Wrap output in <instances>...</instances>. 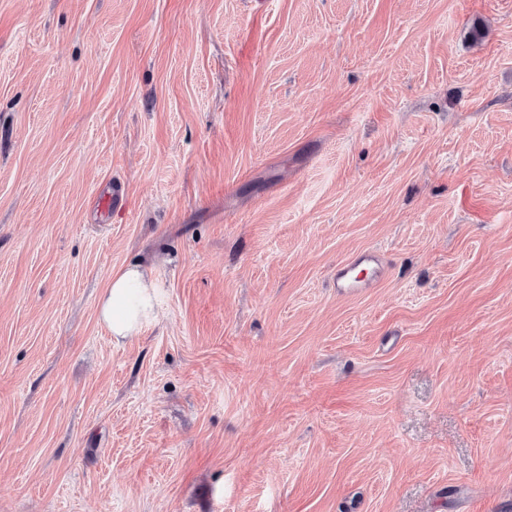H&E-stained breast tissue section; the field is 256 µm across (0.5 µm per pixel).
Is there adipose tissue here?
I'll return each mask as SVG.
<instances>
[{
    "label": "adipose tissue",
    "mask_w": 512,
    "mask_h": 512,
    "mask_svg": "<svg viewBox=\"0 0 512 512\" xmlns=\"http://www.w3.org/2000/svg\"><path fill=\"white\" fill-rule=\"evenodd\" d=\"M157 288L150 267L134 264L112 273L98 302L100 321L114 343L138 335L155 316Z\"/></svg>",
    "instance_id": "ef3b65f1"
}]
</instances>
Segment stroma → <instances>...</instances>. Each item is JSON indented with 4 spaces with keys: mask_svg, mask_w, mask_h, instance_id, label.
Here are the masks:
<instances>
[{
    "mask_svg": "<svg viewBox=\"0 0 512 512\" xmlns=\"http://www.w3.org/2000/svg\"><path fill=\"white\" fill-rule=\"evenodd\" d=\"M0 512H512V0H0ZM388 272L389 266L381 256L373 250H367L337 264L332 277L337 292L355 294L373 288ZM157 291L152 269L146 265H128L110 275L98 302V315L114 343L137 336L154 318Z\"/></svg>",
    "mask_w": 512,
    "mask_h": 512,
    "instance_id": "obj_1",
    "label": "stroma"
}]
</instances>
